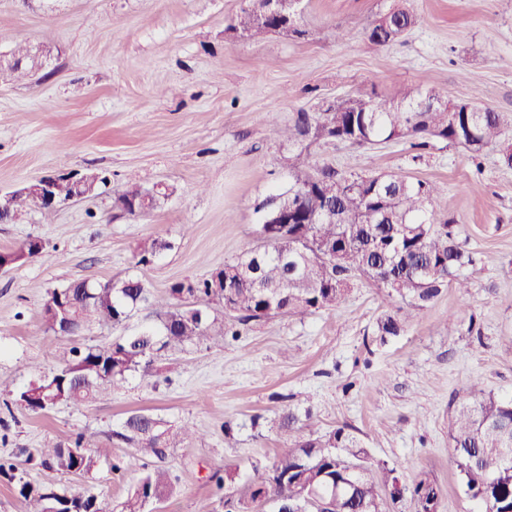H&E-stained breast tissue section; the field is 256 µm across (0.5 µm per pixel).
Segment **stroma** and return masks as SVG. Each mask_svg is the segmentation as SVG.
Segmentation results:
<instances>
[{"label": "stroma", "instance_id": "35a3bbf8", "mask_svg": "<svg viewBox=\"0 0 512 512\" xmlns=\"http://www.w3.org/2000/svg\"><path fill=\"white\" fill-rule=\"evenodd\" d=\"M417 18L385 46L370 24L392 6ZM245 0H0V52L42 47L46 65L0 84V191L59 171L106 178L91 195L0 223V249L38 238L44 248L0 274V512H24L21 484L52 483L121 497L151 461L109 437L127 414L147 410L193 440L164 461L177 493L160 512L219 506L216 479L232 469L244 487L285 445L266 421L283 408L311 413L314 427L348 425L403 483L427 476L438 512H480L453 460L450 403L471 385L512 395V0H303L302 35L258 40L228 26ZM488 105L507 120L501 144L479 160L442 142L415 158L409 140L359 147L340 142L299 153L278 138L295 113L355 93L392 97L399 86ZM356 174L433 182L439 217L455 220L478 262L471 288H452L398 335L379 340L377 320L398 302L354 281L329 310L251 322L223 349L166 355L151 376L135 373L113 393L46 414L11 406L12 390L36 380L74 347L106 346L156 324L154 297L261 247L254 204L286 188L287 160ZM161 184L169 195L142 217L117 207L126 188ZM163 242L152 262L144 245ZM141 279L149 299L115 326L72 336L45 330L49 290L90 279ZM458 319L449 334L448 316ZM98 433L109 456L83 476L41 463L35 449Z\"/></svg>", "mask_w": 512, "mask_h": 512}]
</instances>
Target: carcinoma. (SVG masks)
<instances>
[{
	"instance_id": "carcinoma-1",
	"label": "carcinoma",
	"mask_w": 512,
	"mask_h": 512,
	"mask_svg": "<svg viewBox=\"0 0 512 512\" xmlns=\"http://www.w3.org/2000/svg\"><path fill=\"white\" fill-rule=\"evenodd\" d=\"M416 18L398 9L388 23L373 28L369 41L387 45L410 30ZM229 28L251 39L276 31V21L263 20L244 7ZM428 92L401 89L396 97L366 107L365 99L350 97L324 112H298L277 135L300 151L329 140L374 146L409 138L411 147L426 150L433 142L466 149L477 159L500 140L504 115L489 106L480 112H450L424 105ZM290 182L284 190L257 204L261 231L270 232L266 247L246 253L198 281H178L157 301L159 322L106 347L70 351L50 373L17 390L15 406L34 414L58 405L79 406L120 389L134 372L152 373L162 353L191 346L224 347V336L238 334L233 323L214 315L212 304L232 295L224 315L245 325L281 315H303L336 306L353 280L363 278L388 290L401 306L378 319L380 340L398 335L414 313L431 303L444 288L468 292L465 271L475 253L457 238L453 221L439 220L433 203L438 188L430 181L383 175L364 179L330 165H288ZM118 200L132 206L131 216L158 207L139 186L125 189ZM35 241L0 253L12 264L34 255ZM196 297L189 303L183 293ZM53 305L81 323L116 325L146 300V288L136 277L117 282L74 281L51 292ZM473 400L451 407L449 440L468 494L483 512H512V396H498L471 387ZM270 428L288 435L271 465L241 491L224 495V512H278L279 505L306 506V512H374L387 501L395 470L374 459L347 427L323 433H303L300 419L284 409ZM188 424L165 426L142 411L125 417L112 438L135 455L163 461L169 449L194 436ZM43 462L58 471L83 475L101 455L94 433H81L68 446L39 448ZM175 493L168 470H148L127 496L113 500L83 495L53 484L24 483L19 494L26 512H146L152 503ZM415 512H438L440 488L428 477L404 487Z\"/></svg>"
}]
</instances>
